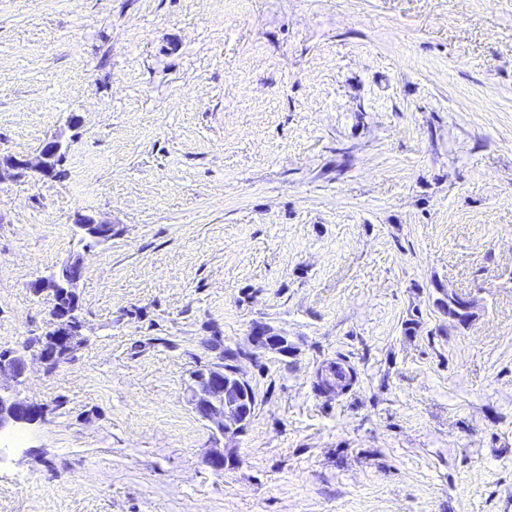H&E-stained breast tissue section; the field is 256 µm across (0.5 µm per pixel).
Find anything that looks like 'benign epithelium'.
Here are the masks:
<instances>
[{"label": "benign epithelium", "instance_id": "1", "mask_svg": "<svg viewBox=\"0 0 512 512\" xmlns=\"http://www.w3.org/2000/svg\"><path fill=\"white\" fill-rule=\"evenodd\" d=\"M62 157V143L50 140L32 160L1 157L0 175L6 171L17 178L28 174L50 177ZM75 223L87 238L99 241L112 237V224L91 215L79 214ZM33 288L37 292L50 290L56 293L53 305L56 323L50 333L54 356L50 360L42 353L40 358L47 363L52 360L58 362L80 343L82 324L74 316L69 302L76 284H69L64 290L57 277L52 276L38 279ZM253 342L265 350L288 353V340L271 333L267 327L258 329ZM26 372L27 364L23 355L0 354V376L6 375L12 381L8 386L0 385V432L19 424H31L40 417L37 406L16 394V387L23 385L26 380ZM246 384L237 367L227 368L222 361L214 363L193 376L189 402L197 415L213 424L220 434L239 433L244 430L253 413V404L245 393Z\"/></svg>", "mask_w": 512, "mask_h": 512}]
</instances>
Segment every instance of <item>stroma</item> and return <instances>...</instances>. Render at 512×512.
Masks as SVG:
<instances>
[{
    "label": "stroma",
    "mask_w": 512,
    "mask_h": 512,
    "mask_svg": "<svg viewBox=\"0 0 512 512\" xmlns=\"http://www.w3.org/2000/svg\"><path fill=\"white\" fill-rule=\"evenodd\" d=\"M53 138L64 178L0 179V352L45 411L0 512H512V0H0V156ZM77 258L47 372L31 284ZM228 349L223 436L187 389ZM75 224L83 231L85 237L95 241L112 237V226L110 223L96 219L91 215L78 214ZM76 284L77 283H72L63 287L57 281V276H52L50 278L38 279L34 283L33 288L36 292L51 290L55 297L56 292L60 288H68L71 293L76 295ZM70 292L61 290L55 297L53 314L56 323L54 330L50 333L54 345V356L52 359H48L45 354L40 353V358L44 362L49 363L54 360V364L57 363L71 351L72 347L80 343L82 324L81 321L79 322L77 317L74 316V312L71 309L69 302ZM256 346L273 351L280 354L288 352V340L284 336L272 334L270 328L262 327L256 332V336H252ZM189 402L193 410L203 420L210 422L216 430L224 434L242 432L253 413L255 396L251 404L245 390L249 384L237 367L224 366V358L213 363L193 376ZM338 373V374H337ZM336 376L338 378L336 379ZM356 375L353 369L344 371L335 362H330L327 366H322L316 374L314 389L320 393H326L329 388L343 390L355 382Z\"/></svg>",
    "instance_id": "stroma-1"
}]
</instances>
